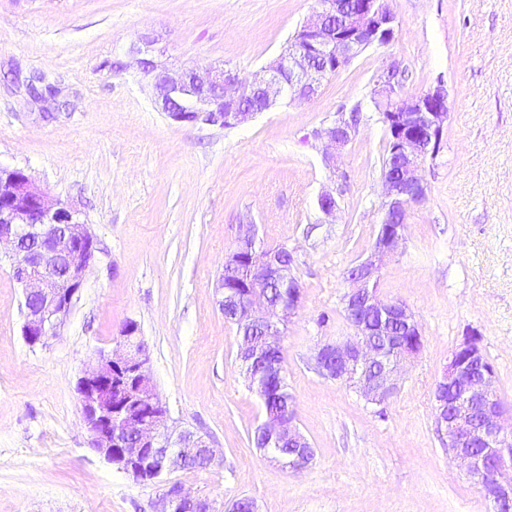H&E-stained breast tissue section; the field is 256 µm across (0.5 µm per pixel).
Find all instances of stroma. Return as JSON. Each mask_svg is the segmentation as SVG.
<instances>
[{"label":"stroma","instance_id":"stroma-1","mask_svg":"<svg viewBox=\"0 0 512 512\" xmlns=\"http://www.w3.org/2000/svg\"><path fill=\"white\" fill-rule=\"evenodd\" d=\"M389 3V45L354 58L315 100L222 129L167 119L129 48L152 31L168 67L219 63L247 81L316 0H0V163L74 204L97 242L64 327L43 346L24 340L22 292L0 266V512H158L159 484L92 450L75 392L130 322L172 427L217 450L210 467L172 473L191 491L220 504L249 497L258 512H492L436 431L433 393L449 353L475 333L512 410V0ZM392 58L403 93L444 82L449 116L422 171L426 198L379 282L382 299L413 311L423 348L374 408L309 357L351 332L341 298L381 222L385 132L364 113L330 167L312 133L365 100ZM35 72L62 109L29 100ZM324 191L339 203L330 217L317 207ZM243 224L296 259L302 306L281 345L295 422L314 450L299 473L251 441L262 401L220 307Z\"/></svg>","mask_w":512,"mask_h":512}]
</instances>
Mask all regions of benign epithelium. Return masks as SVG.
I'll list each match as a JSON object with an SVG mask.
<instances>
[{"label": "benign epithelium", "mask_w": 512, "mask_h": 512, "mask_svg": "<svg viewBox=\"0 0 512 512\" xmlns=\"http://www.w3.org/2000/svg\"><path fill=\"white\" fill-rule=\"evenodd\" d=\"M395 23L389 0H319L288 46L249 83L231 69L211 65L174 72L141 58L138 66L151 80L157 105L173 122L233 128L257 113L244 107L257 95L268 109L285 99L313 100L323 82L359 53L390 43ZM400 66L398 60H391L371 90L398 158V172L382 178L383 224L425 200L422 165L439 154L449 114L448 91L441 81L425 92L397 93L392 79ZM353 131L338 118L315 130L313 138L324 142L330 158L350 143ZM405 229L402 224L391 227L349 279L350 288L341 302L353 335L321 341L311 355L321 377L349 385L375 407L393 395L405 364L421 351L381 348L363 323L365 314L376 312L384 322L398 321L419 330L406 303L384 301L376 290L382 264L403 244ZM236 251L251 256L248 275L255 280L254 287L288 278V270L273 251L256 248L255 225L242 226ZM95 252V238L79 209L51 199L24 169L0 163V257L7 258L11 276L22 288V331L28 344H43L57 336ZM301 302L299 288L290 289L284 303H271L259 291L243 298L223 294L225 321L237 325L241 337L239 356L253 363L265 361L269 345L282 336L280 326L295 315ZM255 333L261 334L263 343L253 342ZM148 361L145 341L133 324L121 332L112 353H99L96 364L78 378V402L91 448L137 482L143 481L146 468L158 479L194 463L210 466L215 450L205 437L170 428ZM495 379L480 337H466L451 351L437 382L435 422L467 480L497 512H512V415H507L493 391ZM147 399L160 411L148 417L134 415L132 408ZM261 429L271 440L288 437L291 461L286 467L299 472L309 466L314 452L293 418H268ZM129 434L135 438L133 445L114 450L117 439ZM160 505L158 512H218L215 500L194 494L177 481L165 482Z\"/></svg>", "instance_id": "benign-epithelium-1"}]
</instances>
